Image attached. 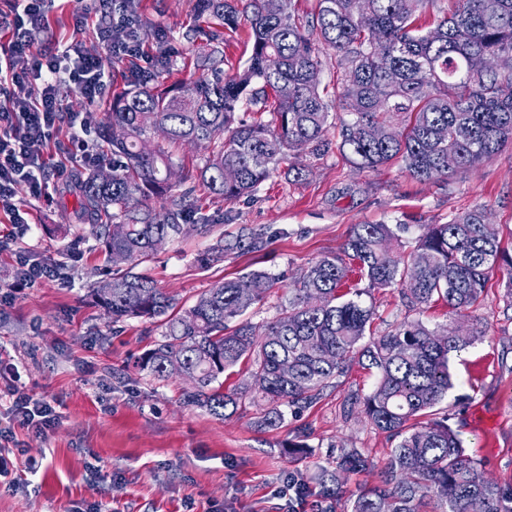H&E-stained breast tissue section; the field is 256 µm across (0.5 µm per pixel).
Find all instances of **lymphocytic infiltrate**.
Segmentation results:
<instances>
[{
    "label": "lymphocytic infiltrate",
    "mask_w": 512,
    "mask_h": 512,
    "mask_svg": "<svg viewBox=\"0 0 512 512\" xmlns=\"http://www.w3.org/2000/svg\"><path fill=\"white\" fill-rule=\"evenodd\" d=\"M52 2L8 0V10L0 11V29L10 34L0 43V211L23 231L28 228V213L18 206L17 192L24 186L31 197L47 194L50 175L33 146L50 143L62 119L58 84L67 82L93 106L108 88V59L128 61L135 76L154 63L136 40L133 0H112L108 20L98 28L94 43L76 42L61 51L35 47L30 31L47 25Z\"/></svg>",
    "instance_id": "f902f5d3"
}]
</instances>
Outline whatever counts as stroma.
I'll list each match as a JSON object with an SVG mask.
<instances>
[{"mask_svg":"<svg viewBox=\"0 0 512 512\" xmlns=\"http://www.w3.org/2000/svg\"><path fill=\"white\" fill-rule=\"evenodd\" d=\"M196 0H138L136 36L145 50L166 53L161 75L192 79L194 70L182 38L192 24ZM49 27L30 37L38 46L74 40L93 42L100 23L96 0H56ZM168 41H161L160 33ZM331 145L307 158V175L288 181L272 174L249 198L233 202L207 198L206 214H221L212 233L191 231L168 240L141 269L181 306L196 300L225 278L263 270L277 283L248 312L257 326L275 320L293 282L312 262L341 253L355 224H408L403 241H413L423 225L481 209L503 245L512 246V145L447 180L420 182L391 165L372 171L345 159ZM18 202L30 213L29 230L7 239V216L0 213V288L11 282L19 252L55 264L56 280L14 291L0 304V428L6 443L8 476H0V512H91L97 502L113 512H286L272 492L288 479H303L320 492L322 469L331 467L339 448H355L385 459L393 446L362 414L361 397L375 378L352 364L334 379L323 397L275 429H259V405L245 402L237 413L218 417L184 403L186 382L159 381L134 367L159 339L148 320L113 323L88 291L103 278L97 242L78 215L77 199L61 187L48 197L19 190ZM273 233L260 253L229 252L209 270L198 253L217 239L235 238L242 229ZM503 282L492 274L482 303L466 320L482 337L452 355L450 369L463 403H443L470 456L485 477L512 490V309L503 300ZM375 309L371 336L404 319L448 330L460 324L443 303L409 308L399 287L362 297ZM50 403L60 421L42 435L14 420V394ZM306 433L310 457H295L285 439Z\"/></svg>","mask_w":512,"mask_h":512,"instance_id":"stroma-1","label":"stroma"}]
</instances>
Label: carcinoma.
Wrapping results in <instances>:
<instances>
[{
	"label": "carcinoma",
	"mask_w": 512,
	"mask_h": 512,
	"mask_svg": "<svg viewBox=\"0 0 512 512\" xmlns=\"http://www.w3.org/2000/svg\"><path fill=\"white\" fill-rule=\"evenodd\" d=\"M433 2L315 0L312 12L300 13L293 0H196L207 27L184 38L192 46L206 38V49L192 58L200 75L167 85L154 72L140 87L114 94L98 124L107 159L77 179L83 217L107 261L120 251L129 264L107 272L89 298L115 323L161 320V338L136 367L165 380L181 366L195 378L185 402L221 417L237 412L247 392H224L220 377L245 362L250 388L266 401L257 427L274 428L285 410L298 414L317 403L348 363L375 371L362 412L396 444L379 465L342 448L335 469L322 471V493L343 501V512H470L475 498L485 512H512V492L485 479L459 433L434 417L455 388L450 355L473 345L478 328L445 334L405 320L365 343L374 320L373 307L360 300L366 290L342 293L355 273L370 289L401 285L414 307L441 301L461 314L479 303L496 270L512 308V252L499 236L484 235L485 212L424 225L409 252L399 236L405 224L352 225L342 253L304 270L260 334L234 320L273 288L267 272L226 278L183 309L135 268L152 259L156 240L213 226L203 197L249 196L285 162L293 178L306 175L298 158L323 155L335 126L321 81L311 79L331 55L343 69L352 116L341 125L338 148L363 168L397 164L416 180L435 182L512 144V0H457L451 16L421 22ZM243 21L250 55L226 74L224 44ZM244 108L248 120L238 117ZM181 142L206 154L188 166L170 149ZM227 168L238 171L236 180H224ZM104 169L112 173L108 181L99 179ZM272 239L265 231L227 244L219 238L196 263L207 268L233 250L258 253ZM284 360L292 364L286 376L279 371ZM282 447L306 455L309 445L297 434ZM376 467L380 484L345 497L344 475Z\"/></svg>",
	"instance_id": "carcinoma-1"
}]
</instances>
